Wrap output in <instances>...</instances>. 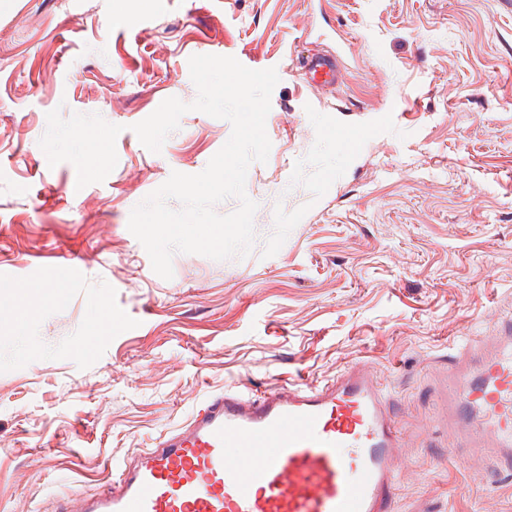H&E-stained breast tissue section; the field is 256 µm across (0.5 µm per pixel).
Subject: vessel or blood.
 Returning a JSON list of instances; mask_svg holds the SVG:
<instances>
[{"mask_svg":"<svg viewBox=\"0 0 512 512\" xmlns=\"http://www.w3.org/2000/svg\"><path fill=\"white\" fill-rule=\"evenodd\" d=\"M311 85L346 73L336 57L306 53ZM450 412L460 447L495 448L512 462V320L494 345L464 347ZM402 428L390 389L355 364L322 384L234 389L208 397L157 447L125 460L115 479L74 512H395Z\"/></svg>","mask_w":512,"mask_h":512,"instance_id":"1","label":"vessel or blood"}]
</instances>
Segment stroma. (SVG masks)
<instances>
[{
  "label": "stroma",
  "instance_id": "35a3bbf8",
  "mask_svg": "<svg viewBox=\"0 0 512 512\" xmlns=\"http://www.w3.org/2000/svg\"><path fill=\"white\" fill-rule=\"evenodd\" d=\"M317 47L346 70L335 93L291 65ZM194 55L276 69L271 149L250 254L177 253L166 280L130 213L231 125L187 112L158 153L132 126L196 99ZM54 109L122 128L78 197L39 146ZM75 257L92 267L62 305L14 301ZM510 317L512 0H0V512H57L224 389L361 362L403 430L396 512H512V471L460 460L444 410L449 348Z\"/></svg>",
  "mask_w": 512,
  "mask_h": 512
}]
</instances>
